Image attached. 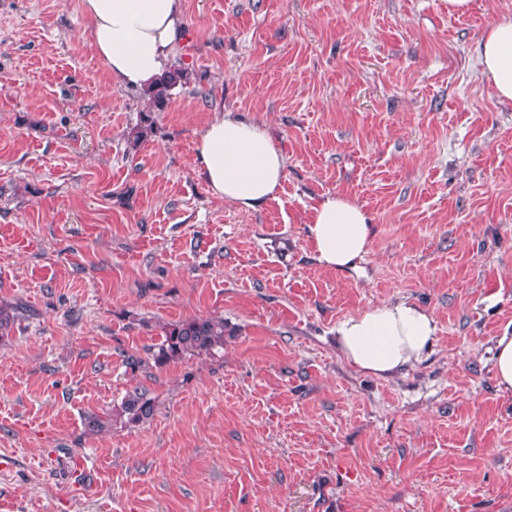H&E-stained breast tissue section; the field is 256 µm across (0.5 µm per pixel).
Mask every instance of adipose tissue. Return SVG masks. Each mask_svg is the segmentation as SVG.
<instances>
[{
	"mask_svg": "<svg viewBox=\"0 0 512 512\" xmlns=\"http://www.w3.org/2000/svg\"><path fill=\"white\" fill-rule=\"evenodd\" d=\"M94 50L116 87L156 85L184 31V0H81ZM483 75L498 98L512 101V16L486 31L477 48ZM212 195L249 210L274 198L286 161L265 130L229 112L214 113L196 142ZM371 218L340 194L323 196L307 223L322 267L355 271L369 245ZM437 331L431 312L410 302L380 304L336 327V342L358 370L389 377L420 360Z\"/></svg>",
	"mask_w": 512,
	"mask_h": 512,
	"instance_id": "ef3b65f1",
	"label": "adipose tissue"
}]
</instances>
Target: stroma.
<instances>
[{"mask_svg": "<svg viewBox=\"0 0 512 512\" xmlns=\"http://www.w3.org/2000/svg\"><path fill=\"white\" fill-rule=\"evenodd\" d=\"M505 14L185 0L190 78L155 112L110 84L81 0H0V512H512V101L475 53ZM223 110L286 159L251 210L195 159ZM336 193L371 218L356 273L307 241ZM396 301L433 313L430 348L356 369L337 323ZM208 316L223 348L154 363L163 324ZM136 387L150 420L86 431ZM495 372L498 387L512 392V335L507 332L496 341Z\"/></svg>", "mask_w": 512, "mask_h": 512, "instance_id": "obj_1", "label": "stroma"}]
</instances>
